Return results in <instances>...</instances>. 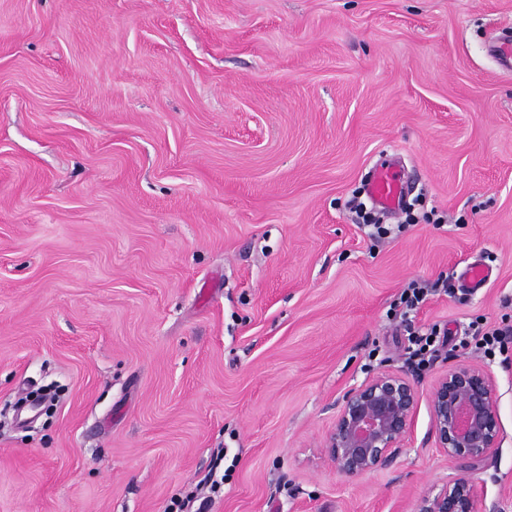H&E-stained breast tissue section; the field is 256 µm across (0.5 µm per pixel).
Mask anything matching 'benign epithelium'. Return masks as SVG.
Instances as JSON below:
<instances>
[{
    "label": "benign epithelium",
    "instance_id": "obj_1",
    "mask_svg": "<svg viewBox=\"0 0 512 512\" xmlns=\"http://www.w3.org/2000/svg\"><path fill=\"white\" fill-rule=\"evenodd\" d=\"M417 402V385L402 370L378 371L348 389L325 442L337 471L358 479L391 466L408 439ZM430 414L436 448L465 474L424 497L416 512H476L486 490L470 468L494 456L502 441L498 388L488 367L477 360L448 362L434 383Z\"/></svg>",
    "mask_w": 512,
    "mask_h": 512
}]
</instances>
